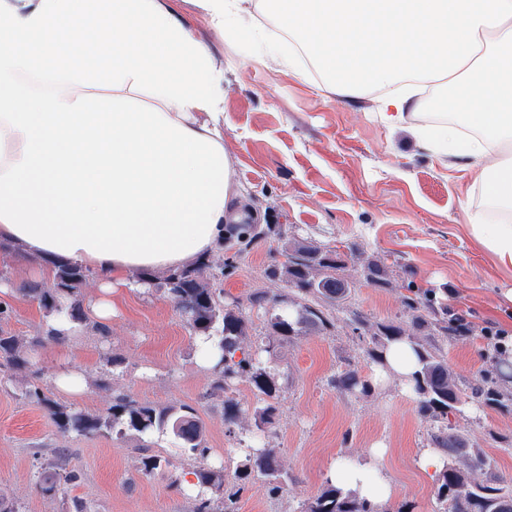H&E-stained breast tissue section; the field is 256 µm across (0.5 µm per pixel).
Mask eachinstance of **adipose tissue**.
<instances>
[{
  "instance_id": "1",
  "label": "adipose tissue",
  "mask_w": 512,
  "mask_h": 512,
  "mask_svg": "<svg viewBox=\"0 0 512 512\" xmlns=\"http://www.w3.org/2000/svg\"><path fill=\"white\" fill-rule=\"evenodd\" d=\"M220 34L259 59L305 47L333 92L377 93L378 117L405 125L420 83L454 85L415 128L423 146L467 161L496 216L473 224L512 263V0H195ZM176 0H0V242L75 263L98 278L90 309L142 293L135 270L207 258L248 213L224 150V62ZM275 17L265 31L248 14ZM376 447L328 480L383 507L394 490Z\"/></svg>"
}]
</instances>
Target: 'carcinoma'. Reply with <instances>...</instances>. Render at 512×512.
<instances>
[{"label":"carcinoma","mask_w":512,"mask_h":512,"mask_svg":"<svg viewBox=\"0 0 512 512\" xmlns=\"http://www.w3.org/2000/svg\"><path fill=\"white\" fill-rule=\"evenodd\" d=\"M272 234L282 236L281 225L245 224L230 235L227 243L240 259ZM285 253L286 261L269 265L264 277L285 283L286 290L255 291L245 304L224 303L222 284L224 270L230 266L228 261L217 264L208 258L164 278L163 286L190 330L214 340L219 361L214 368L212 392L224 395V421L236 425L244 418L249 419L257 438V444L237 466L231 485L224 479V470L207 465L196 467L193 475L198 492L194 512H237L240 492L256 479L266 484L272 496L280 495L288 486V469L264 442L265 434L275 424L281 397L279 373L267 361L276 356L282 343L294 336L330 331L334 327L331 311L349 301L354 282L345 275L346 259L335 249L296 240L286 247ZM360 275L379 288L391 284L388 268L376 258L360 266ZM89 276L90 271L78 264L57 265L50 283L29 289L28 295L47 313L78 320V293ZM404 307L409 313L405 322L374 324L357 311L351 312L350 321L358 336L367 339L366 355L375 365L381 363L383 350L393 342L404 341L414 346L419 369L414 377L413 393L419 412L433 425V443L451 458L435 488L438 512H512V490L500 486L490 459L483 452L467 447L463 436L448 429V413L462 405L464 389L448 368L443 344L449 337L461 335L462 318L432 291L406 297ZM253 313L266 318L267 333L266 339L249 352L243 344L252 330ZM0 367L8 371L30 367L29 345L24 337L0 330ZM243 379L254 390L255 403L248 407L234 395V387ZM332 384L352 395L371 392L369 381L351 367L337 372ZM470 390L471 397L490 406H501L506 398L488 375L471 385ZM25 396L44 406L63 433L170 434L184 454L203 457L208 451L194 409L189 406L160 408L118 394L111 406L90 414L57 403L35 385L28 387ZM39 475L40 488L50 495L63 493L81 480V473L71 465L63 449L40 463ZM299 512L376 510L366 500L346 494L327 482L316 497L301 505Z\"/></svg>","instance_id":"cac0c4a2"}]
</instances>
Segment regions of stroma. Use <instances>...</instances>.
<instances>
[{"label":"stroma","mask_w":512,"mask_h":512,"mask_svg":"<svg viewBox=\"0 0 512 512\" xmlns=\"http://www.w3.org/2000/svg\"><path fill=\"white\" fill-rule=\"evenodd\" d=\"M179 8L224 59V150L236 187L256 223L283 225L287 234L267 239L225 272V303L245 300L257 288L278 291L263 271L284 261L289 239L339 250L355 284L349 308L334 311L331 332L299 336L279 348L275 366L282 396L266 444L277 449L290 481L278 497L262 482L249 483L238 512H296L320 492L333 461L359 458L377 443L387 450L382 471L395 489L387 512H437L436 479L415 464L419 450L431 445L432 425L414 396L395 378L374 384L366 396L340 392L330 379L349 366L375 374L351 311L373 322L403 321L409 288H444L449 308L472 323L469 335L446 344L449 369L464 383L493 373L512 396V354L499 355L487 337L491 331L512 336V264L477 237L471 219L486 203L472 172L422 148L409 128L381 123L372 96L330 93L312 76L258 61L243 41L219 39L192 0H180ZM5 255L0 269L14 294L11 316L0 325L26 338L44 335L47 318L27 294L38 283L33 271L42 260L19 244ZM371 256L389 266L390 287L361 277L360 263ZM195 340L158 286L118 299L109 339L87 324L66 343L37 347L29 371L0 377V494L21 512H69L76 499L88 512H193V499L179 486L194 463L182 457L172 436L63 433L23 393L33 383L53 389L58 351L67 349L88 387L77 398L57 395L58 403L98 413L121 393L156 406L192 407L205 429L208 463L223 465L230 477L250 434L225 423L222 400L210 394L213 375L196 362ZM112 355L123 361L121 375L107 362ZM448 423L470 447L493 457L498 475L512 487V406L490 407L469 397ZM57 448L67 450L82 480L65 494L49 496L40 491L37 472ZM143 455L162 461L147 477L138 469Z\"/></svg>","instance_id":"1"}]
</instances>
